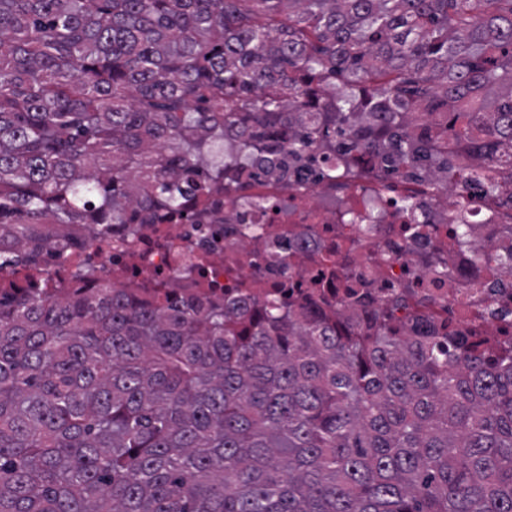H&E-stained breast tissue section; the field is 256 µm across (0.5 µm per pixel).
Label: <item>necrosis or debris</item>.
Returning a JSON list of instances; mask_svg holds the SVG:
<instances>
[{"label": "necrosis or debris", "mask_w": 512, "mask_h": 512, "mask_svg": "<svg viewBox=\"0 0 512 512\" xmlns=\"http://www.w3.org/2000/svg\"><path fill=\"white\" fill-rule=\"evenodd\" d=\"M403 120L447 155V179L398 174L369 149L316 151L298 173L250 169L201 198L209 223L117 224L83 249L54 245L36 263L0 267V288L29 272L69 293L90 268L151 302L196 295L247 313L269 300L340 329L365 331L382 316L405 335L449 329L512 347V273L498 267L512 250V168L500 167L489 192L478 178L488 158L443 135L447 115Z\"/></svg>", "instance_id": "obj_1"}]
</instances>
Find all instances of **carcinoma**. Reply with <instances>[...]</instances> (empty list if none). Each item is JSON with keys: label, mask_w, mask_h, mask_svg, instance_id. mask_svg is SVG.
<instances>
[{"label": "carcinoma", "mask_w": 512, "mask_h": 512, "mask_svg": "<svg viewBox=\"0 0 512 512\" xmlns=\"http://www.w3.org/2000/svg\"><path fill=\"white\" fill-rule=\"evenodd\" d=\"M288 24L260 16L282 3ZM512 0H0V257L180 213L227 168L350 144L443 177L389 112L512 150ZM341 75L348 90L336 92ZM236 128L239 155L214 152ZM0 296V512H512V352L142 303L90 272Z\"/></svg>", "instance_id": "1"}]
</instances>
